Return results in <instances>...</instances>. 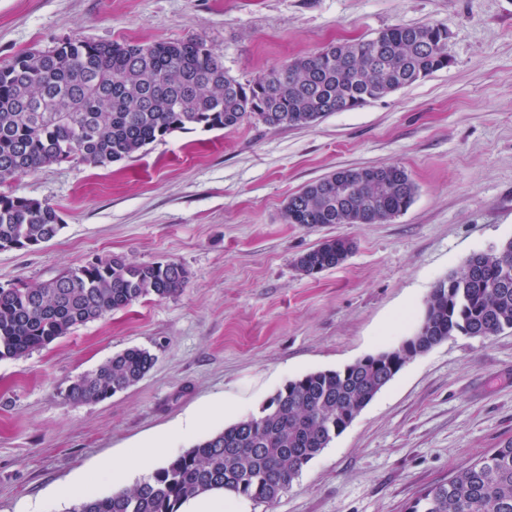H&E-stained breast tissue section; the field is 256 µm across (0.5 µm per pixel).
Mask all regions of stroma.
<instances>
[{
  "label": "stroma",
  "mask_w": 512,
  "mask_h": 512,
  "mask_svg": "<svg viewBox=\"0 0 512 512\" xmlns=\"http://www.w3.org/2000/svg\"><path fill=\"white\" fill-rule=\"evenodd\" d=\"M396 24L448 32V68L304 127L176 131L139 157L65 162L16 195L64 228L0 251V288L108 255L175 261L184 291L141 299L0 361V512H69L60 484L224 406L181 448L261 406L289 380L394 349L435 283L512 238V0H0V66L69 39H204L240 81ZM398 164L412 205L383 224L285 223L289 197L342 168ZM347 237L340 266L296 257ZM130 347L156 361L137 384L77 403L69 384ZM512 438V331L457 335L409 360L270 506L251 512H404L424 487Z\"/></svg>",
  "instance_id": "stroma-1"
}]
</instances>
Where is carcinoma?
I'll return each instance as SVG.
<instances>
[{
	"instance_id": "obj_1",
	"label": "carcinoma",
	"mask_w": 512,
	"mask_h": 512,
	"mask_svg": "<svg viewBox=\"0 0 512 512\" xmlns=\"http://www.w3.org/2000/svg\"><path fill=\"white\" fill-rule=\"evenodd\" d=\"M448 32L435 24L392 25L357 41L273 66L247 82L201 38L128 43L66 40L0 67V251L36 249L63 229L47 202L11 184L41 168L81 161L95 167L134 157L177 130L308 126L356 110L448 67ZM417 186L399 165L339 169L307 184L285 206L288 224H381L404 213ZM355 244L327 239L295 259L315 275L342 264ZM179 263L100 258L40 284L0 288V359L21 358L78 325L149 296L181 292ZM512 330V239L475 251L433 287L417 331L402 347L342 369L288 381L253 414L176 455L151 478L72 512H178L189 497L228 489L271 505L342 433L406 360L456 335ZM128 348L67 388L73 402H98L153 367ZM405 512H512V439L423 488Z\"/></svg>"
}]
</instances>
